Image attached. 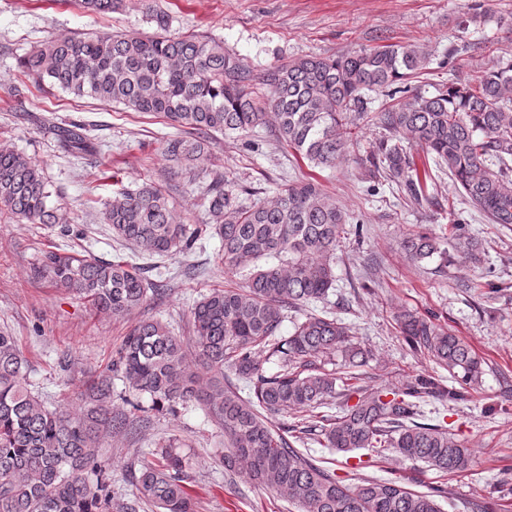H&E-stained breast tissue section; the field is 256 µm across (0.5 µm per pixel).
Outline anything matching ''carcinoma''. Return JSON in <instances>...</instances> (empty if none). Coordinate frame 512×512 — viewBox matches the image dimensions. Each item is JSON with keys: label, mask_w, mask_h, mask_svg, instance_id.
Returning <instances> with one entry per match:
<instances>
[{"label": "carcinoma", "mask_w": 512, "mask_h": 512, "mask_svg": "<svg viewBox=\"0 0 512 512\" xmlns=\"http://www.w3.org/2000/svg\"><path fill=\"white\" fill-rule=\"evenodd\" d=\"M75 3L106 14L122 0ZM430 60L425 45L385 44L336 58H296L256 76L212 38L102 34L52 39L26 55L22 68L24 77L47 79L76 98L121 104L183 128V136L167 142L166 154L186 171L208 156L200 135L256 126L271 128L311 167H331L369 118L364 92L386 89L394 104L375 114L385 135L370 151L373 171L416 202L434 183L433 170L446 172L488 223L512 225V63L431 97L407 95L404 83ZM53 131L65 151L92 152L83 125ZM414 149L425 154L424 163L417 164ZM208 193L205 227L222 239L224 267L247 271V282L214 288L195 304L190 340L173 335L158 319L139 320L112 364L80 393L84 408L70 411L48 409L31 391L17 338L0 331V512H138L143 505L195 512L187 461L175 440L130 471L134 498L112 490L100 458L102 442L146 421L113 414L115 378L149 398L147 407L131 402L139 412L201 406L224 431V468L285 493L300 512H441L440 487L419 492L400 478L345 485L296 444L316 440L338 453L372 448L442 474L469 470L468 449L444 426L417 421L416 400L464 399L483 373L471 346L405 310L397 318L401 333L448 370L457 386L418 376L388 391H367L353 372L366 362V351L340 320L310 314L281 335L288 312L324 299L334 287L336 246L348 223L335 198L311 177L266 203L244 204L227 172L215 173ZM50 196L40 165L1 142L0 206L23 224L70 223L48 205ZM102 220L144 258L187 253L203 232L176 221L168 193L154 182L114 193ZM401 246L417 262L445 254L439 238L426 233H408ZM32 275L81 295L114 319L128 318L165 293L136 263L62 252L55 245L33 265ZM262 355L276 359V373L265 374ZM330 355L341 359L344 376L322 364ZM233 376L249 382L253 397L239 395ZM339 398L340 415L324 422L320 409ZM290 414L299 424L275 428L268 420Z\"/></svg>", "instance_id": "carcinoma-1"}]
</instances>
